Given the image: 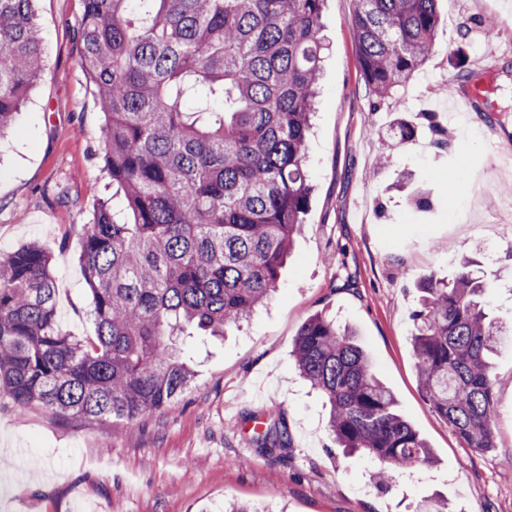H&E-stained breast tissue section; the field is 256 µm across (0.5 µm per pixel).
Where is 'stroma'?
Returning <instances> with one entry per match:
<instances>
[{"label": "stroma", "instance_id": "obj_1", "mask_svg": "<svg viewBox=\"0 0 512 512\" xmlns=\"http://www.w3.org/2000/svg\"><path fill=\"white\" fill-rule=\"evenodd\" d=\"M36 9L43 72L0 140V250L35 242L52 254L57 323L90 343L80 254L83 225L112 196L100 171L103 119L79 64L80 0ZM439 11L435 52L399 99L375 108L349 24L353 0H326L313 190L276 291L224 338H185L195 378L165 412L112 422L0 407V512H417L427 500L448 512H512V348L493 360L496 446L477 452L430 408L411 346L421 277H451L465 257L485 272L492 306L512 315V166L500 152L512 141V0H439ZM477 82L487 91L475 109L452 114L453 96ZM428 112L447 148L430 140ZM402 124L412 136L380 151ZM424 190L432 208L412 209ZM316 314L356 333L433 452L388 491L370 480V459L336 447L324 398L294 367L295 339ZM252 414L285 418L288 447L251 445Z\"/></svg>", "mask_w": 512, "mask_h": 512}]
</instances>
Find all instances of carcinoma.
<instances>
[{"label": "carcinoma", "instance_id": "1", "mask_svg": "<svg viewBox=\"0 0 512 512\" xmlns=\"http://www.w3.org/2000/svg\"><path fill=\"white\" fill-rule=\"evenodd\" d=\"M324 0H81L80 64L105 120L104 201L80 261L96 341L56 321L51 255L0 254V398L54 415L132 421L164 411L194 371L177 336H211L276 290L312 186L307 144L324 50ZM438 0H355L357 59L373 107L409 84L436 48ZM42 70L36 0H0V138ZM411 318L421 390L466 447H495L493 357L512 323L493 314L468 260L427 275ZM330 408L329 432L376 463L375 485L430 462L353 331L319 314L293 352ZM252 444L288 445L280 418Z\"/></svg>", "mask_w": 512, "mask_h": 512}]
</instances>
